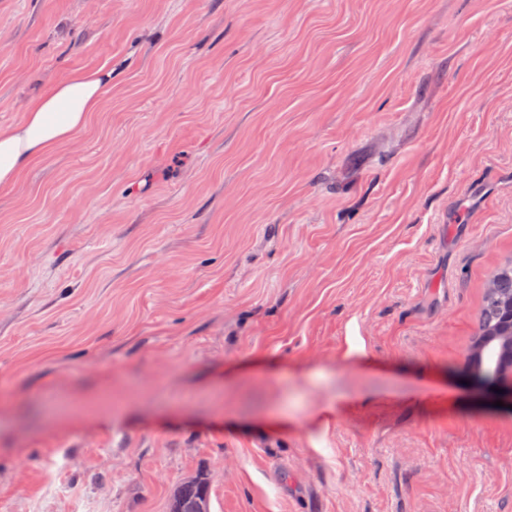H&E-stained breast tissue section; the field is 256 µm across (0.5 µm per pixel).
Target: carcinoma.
I'll list each match as a JSON object with an SVG mask.
<instances>
[{"label":"carcinoma","mask_w":512,"mask_h":512,"mask_svg":"<svg viewBox=\"0 0 512 512\" xmlns=\"http://www.w3.org/2000/svg\"><path fill=\"white\" fill-rule=\"evenodd\" d=\"M512 260L499 265L485 283L477 329L465 371L471 380L494 388L507 367L512 366ZM171 512H210L209 483L195 476L180 483L173 496Z\"/></svg>","instance_id":"obj_1"}]
</instances>
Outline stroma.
Returning a JSON list of instances; mask_svg holds the SVG:
<instances>
[{
	"label": "stroma",
	"instance_id": "stroma-1",
	"mask_svg": "<svg viewBox=\"0 0 512 512\" xmlns=\"http://www.w3.org/2000/svg\"><path fill=\"white\" fill-rule=\"evenodd\" d=\"M96 70L0 189V512H512V0H0V124ZM112 83L108 71H77L31 100L23 116L0 125V187L13 185L36 158L84 131ZM512 260L499 265L485 283L477 329L465 371L471 380L494 388L512 366ZM508 362V363H506ZM171 512H210L209 483L195 476L180 483L173 496Z\"/></svg>",
	"mask_w": 512,
	"mask_h": 512
}]
</instances>
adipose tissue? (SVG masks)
Masks as SVG:
<instances>
[{
    "mask_svg": "<svg viewBox=\"0 0 512 512\" xmlns=\"http://www.w3.org/2000/svg\"><path fill=\"white\" fill-rule=\"evenodd\" d=\"M112 82L108 71H77L31 100L23 116L0 125V187L13 185L36 158L84 131Z\"/></svg>",
    "mask_w": 512,
    "mask_h": 512,
    "instance_id": "ef3b65f1",
    "label": "adipose tissue"
}]
</instances>
